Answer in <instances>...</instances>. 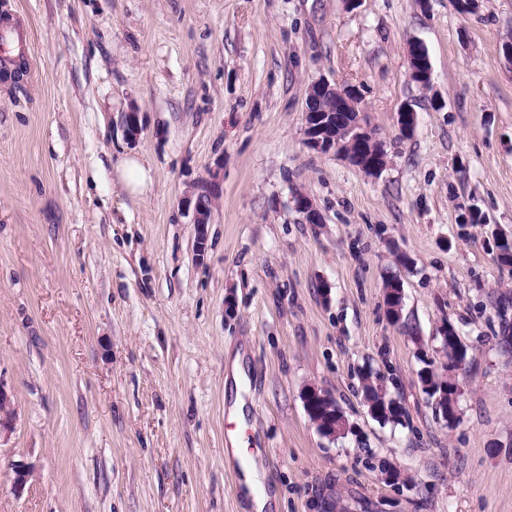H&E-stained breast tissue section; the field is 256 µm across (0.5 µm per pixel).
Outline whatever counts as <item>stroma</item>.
Returning <instances> with one entry per match:
<instances>
[{
    "mask_svg": "<svg viewBox=\"0 0 512 512\" xmlns=\"http://www.w3.org/2000/svg\"><path fill=\"white\" fill-rule=\"evenodd\" d=\"M17 23L27 75L0 82V382L16 410L0 512H249L224 460L231 350L270 512H512V353L496 312L512 271L493 238L512 235V0L471 14L458 0H0V30ZM413 42L426 88L408 75ZM322 78L357 90L386 144L379 176L306 146ZM128 155L151 168L144 195L122 185ZM213 175L200 263L180 201ZM298 192L323 223H304ZM461 202L486 225L459 224ZM387 274L408 329L386 320ZM447 322L474 357L451 428L420 391L410 336L436 353ZM369 371L405 424L368 414ZM311 384L353 435L319 436ZM17 462L32 469L20 495ZM409 74L411 80L418 81L421 85H429L432 75V66L425 48L418 43H412L408 47Z\"/></svg>",
    "mask_w": 512,
    "mask_h": 512,
    "instance_id": "obj_1",
    "label": "stroma"
}]
</instances>
